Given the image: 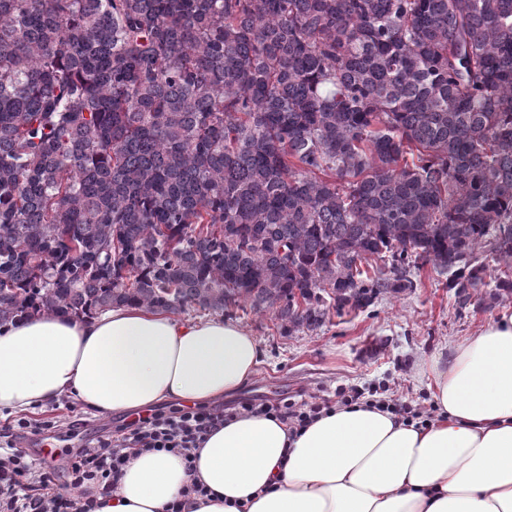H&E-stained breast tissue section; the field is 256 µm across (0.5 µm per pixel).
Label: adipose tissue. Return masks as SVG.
Instances as JSON below:
<instances>
[{
	"instance_id": "adipose-tissue-1",
	"label": "adipose tissue",
	"mask_w": 512,
	"mask_h": 512,
	"mask_svg": "<svg viewBox=\"0 0 512 512\" xmlns=\"http://www.w3.org/2000/svg\"><path fill=\"white\" fill-rule=\"evenodd\" d=\"M249 331L123 305L78 319L48 312L0 325V408L61 397L97 414L166 402L215 406L260 365ZM435 416L408 421L337 406L298 436L242 415L209 433L193 472L140 452L94 512H162L190 482L192 512H512V316L435 363Z\"/></svg>"
}]
</instances>
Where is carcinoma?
I'll return each mask as SVG.
<instances>
[{
    "label": "carcinoma",
    "instance_id": "obj_1",
    "mask_svg": "<svg viewBox=\"0 0 512 512\" xmlns=\"http://www.w3.org/2000/svg\"><path fill=\"white\" fill-rule=\"evenodd\" d=\"M512 293V0H0V324L136 304L288 332Z\"/></svg>",
    "mask_w": 512,
    "mask_h": 512
}]
</instances>
